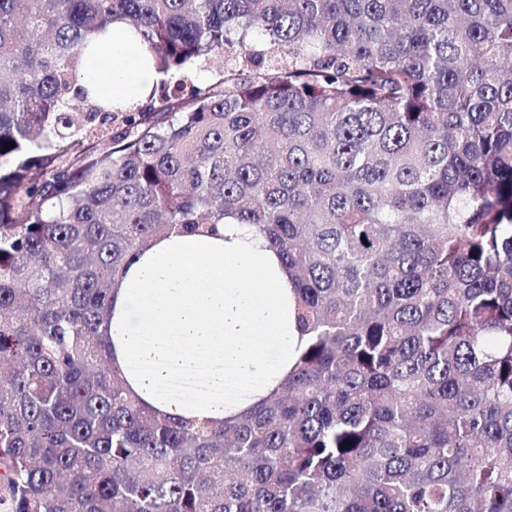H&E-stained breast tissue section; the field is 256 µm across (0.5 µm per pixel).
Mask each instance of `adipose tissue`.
Segmentation results:
<instances>
[{
	"label": "adipose tissue",
	"instance_id": "obj_1",
	"mask_svg": "<svg viewBox=\"0 0 512 512\" xmlns=\"http://www.w3.org/2000/svg\"><path fill=\"white\" fill-rule=\"evenodd\" d=\"M127 26L84 56L77 83L100 97L144 100L157 75ZM112 356L138 398L158 412L216 422L274 392L305 344L279 259L258 232L222 225L219 236H170L128 267L115 292ZM204 390L173 389L191 369Z\"/></svg>",
	"mask_w": 512,
	"mask_h": 512
}]
</instances>
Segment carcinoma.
<instances>
[{
    "instance_id": "carcinoma-1",
    "label": "carcinoma",
    "mask_w": 512,
    "mask_h": 512,
    "mask_svg": "<svg viewBox=\"0 0 512 512\" xmlns=\"http://www.w3.org/2000/svg\"><path fill=\"white\" fill-rule=\"evenodd\" d=\"M118 20L140 106L77 85ZM228 221L307 343L166 416L111 288ZM0 512H512V0H0Z\"/></svg>"
}]
</instances>
